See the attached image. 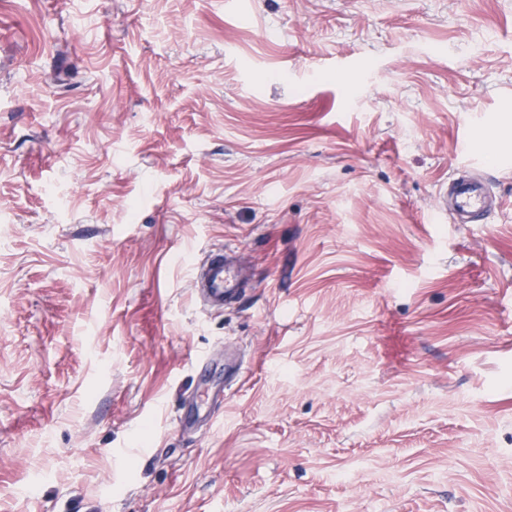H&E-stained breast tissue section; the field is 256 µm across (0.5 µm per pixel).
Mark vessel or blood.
<instances>
[{"label": "vessel or blood", "mask_w": 512, "mask_h": 512, "mask_svg": "<svg viewBox=\"0 0 512 512\" xmlns=\"http://www.w3.org/2000/svg\"><path fill=\"white\" fill-rule=\"evenodd\" d=\"M482 163L466 158L447 189L441 190L433 220L442 222L452 217L463 223L484 222L494 210L493 197L477 170ZM246 269L240 259L223 249L212 250L203 265L195 267L192 284L195 291L205 293L215 306L224 305L244 289Z\"/></svg>", "instance_id": "vessel-or-blood-1"}]
</instances>
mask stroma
<instances>
[{"label":"stroma","mask_w":512,"mask_h":512,"mask_svg":"<svg viewBox=\"0 0 512 512\" xmlns=\"http://www.w3.org/2000/svg\"><path fill=\"white\" fill-rule=\"evenodd\" d=\"M0 512H512V0H0ZM459 151L465 161L457 176L448 183V190L445 188L439 194L433 216L435 223L443 222L448 214L455 222L458 218L466 224L482 223L496 208L486 182L476 173V169L484 167V160L478 161L468 155L464 139L460 142ZM448 196L452 204L449 207ZM246 269L240 259L222 248L212 250L202 266L194 268L192 284L196 292H205L215 306H224L245 290Z\"/></svg>","instance_id":"35a3bbf8"}]
</instances>
